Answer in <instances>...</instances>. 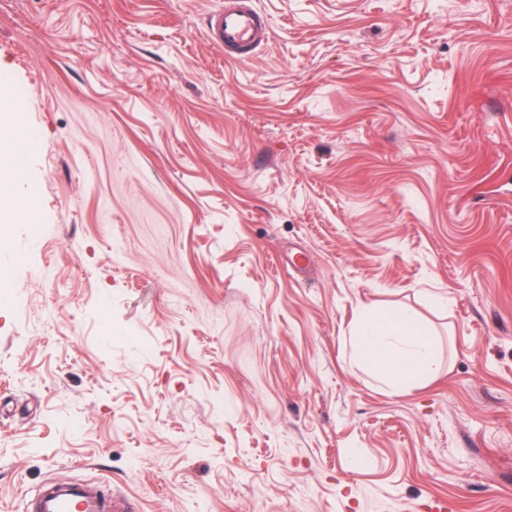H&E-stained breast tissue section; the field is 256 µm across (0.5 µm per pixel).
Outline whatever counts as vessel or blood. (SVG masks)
<instances>
[{"label": "vessel or blood", "mask_w": 512, "mask_h": 512, "mask_svg": "<svg viewBox=\"0 0 512 512\" xmlns=\"http://www.w3.org/2000/svg\"><path fill=\"white\" fill-rule=\"evenodd\" d=\"M271 29L268 16L256 8L224 0L209 13L207 35L224 49L251 51L267 43ZM31 512H129L116 499L101 492L97 484L56 481L43 486L35 495Z\"/></svg>", "instance_id": "vessel-or-blood-1"}]
</instances>
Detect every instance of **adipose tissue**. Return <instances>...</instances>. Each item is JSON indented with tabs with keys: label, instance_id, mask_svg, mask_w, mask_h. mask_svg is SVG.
<instances>
[{
	"label": "adipose tissue",
	"instance_id": "adipose-tissue-1",
	"mask_svg": "<svg viewBox=\"0 0 512 512\" xmlns=\"http://www.w3.org/2000/svg\"><path fill=\"white\" fill-rule=\"evenodd\" d=\"M28 146V138L18 133L10 139H0V171L9 174L8 180H0V242L6 238L5 225L29 217L14 200L16 188L28 181L22 162ZM358 344L367 364L397 389L431 377L438 368L433 332L427 326L414 324L402 311L381 321L364 320Z\"/></svg>",
	"mask_w": 512,
	"mask_h": 512
}]
</instances>
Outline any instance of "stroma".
Here are the masks:
<instances>
[{
	"mask_svg": "<svg viewBox=\"0 0 512 512\" xmlns=\"http://www.w3.org/2000/svg\"><path fill=\"white\" fill-rule=\"evenodd\" d=\"M0 0V512H512V0ZM435 334L391 389L365 317ZM236 0H225L209 12L207 35L226 50L248 48L252 53L267 43L271 29L268 16L256 8L243 7ZM13 127L14 136L7 140L0 137V172L4 170L9 173L8 180L0 179V244L6 239L4 224H14L19 220L31 221L30 214L14 200L16 188L28 181L22 153L31 145V141L22 137L19 128ZM35 499L31 512H131L94 483L50 482L38 490Z\"/></svg>",
	"mask_w": 512,
	"mask_h": 512,
	"instance_id": "stroma-1",
	"label": "stroma"
}]
</instances>
